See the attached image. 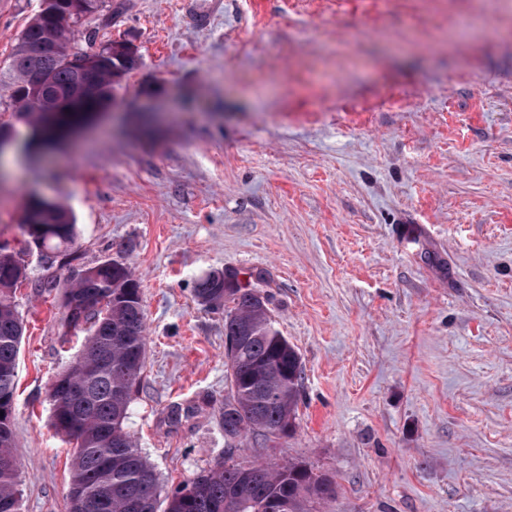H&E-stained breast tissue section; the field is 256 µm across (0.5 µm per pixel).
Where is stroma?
<instances>
[{
  "mask_svg": "<svg viewBox=\"0 0 512 512\" xmlns=\"http://www.w3.org/2000/svg\"><path fill=\"white\" fill-rule=\"evenodd\" d=\"M107 0L81 37L138 58L98 122L0 182L23 257L22 512H68L50 385L63 293L117 258L147 358L128 428L167 494L225 458L224 312L197 279L265 272L303 369L296 428L239 460L336 483L321 512H512V0ZM40 0H0V69ZM78 236L46 263L29 196Z\"/></svg>",
  "mask_w": 512,
  "mask_h": 512,
  "instance_id": "35a3bbf8",
  "label": "stroma"
}]
</instances>
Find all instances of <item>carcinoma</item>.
I'll return each instance as SVG.
<instances>
[{"mask_svg":"<svg viewBox=\"0 0 512 512\" xmlns=\"http://www.w3.org/2000/svg\"><path fill=\"white\" fill-rule=\"evenodd\" d=\"M105 0H60L71 22L62 25L49 10L38 11L23 30L9 61L8 88L15 112L37 138L45 112L61 124L67 110L94 101L105 106L122 77L136 66L128 52L107 54L101 46L77 47L83 20ZM46 85L35 91L31 72ZM25 225L46 252H66L76 242L73 216L60 204L31 198ZM27 270L17 253L0 245V410H14L17 365L24 326L14 301ZM194 294L210 309H224V367L228 386L222 422L228 461L161 496L154 467L137 447L127 422L146 365V314L140 283L126 265H102L65 289L84 302L65 313L68 327L85 333L83 350L62 372L82 386L70 398L49 393L52 425L73 442L69 512H320L335 497L334 482L303 462L279 464L234 460L248 435L275 443L293 429L303 367L295 347L274 326L258 288H233L224 273L198 278ZM13 421L0 419V512H21Z\"/></svg>","mask_w":512,"mask_h":512,"instance_id":"obj_1","label":"carcinoma"}]
</instances>
